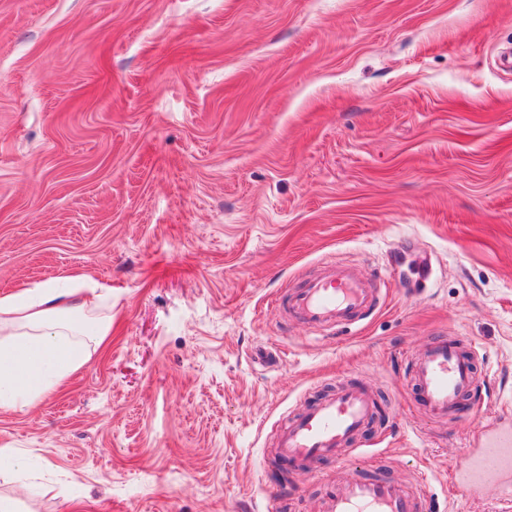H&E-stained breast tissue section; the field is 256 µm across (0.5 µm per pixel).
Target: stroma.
Here are the masks:
<instances>
[{
  "label": "stroma",
  "mask_w": 512,
  "mask_h": 512,
  "mask_svg": "<svg viewBox=\"0 0 512 512\" xmlns=\"http://www.w3.org/2000/svg\"><path fill=\"white\" fill-rule=\"evenodd\" d=\"M512 0H0V293L111 290L112 335L61 389L0 410L20 512H317L336 461L272 434L338 380L380 412L360 476L424 477L431 512L512 416ZM372 278L365 323L275 301L317 265ZM469 337L483 405H416L404 360ZM279 353L271 369L254 353Z\"/></svg>",
  "instance_id": "35a3bbf8"
}]
</instances>
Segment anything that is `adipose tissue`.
I'll return each instance as SVG.
<instances>
[{
	"label": "adipose tissue",
	"mask_w": 512,
	"mask_h": 512,
	"mask_svg": "<svg viewBox=\"0 0 512 512\" xmlns=\"http://www.w3.org/2000/svg\"><path fill=\"white\" fill-rule=\"evenodd\" d=\"M99 296L76 278L0 296V409L23 410L61 387L112 333Z\"/></svg>",
	"instance_id": "obj_1"
}]
</instances>
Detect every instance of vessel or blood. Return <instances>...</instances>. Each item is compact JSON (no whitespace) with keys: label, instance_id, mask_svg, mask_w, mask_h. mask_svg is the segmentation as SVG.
Segmentation results:
<instances>
[{"label":"vessel or blood","instance_id":"obj_1","mask_svg":"<svg viewBox=\"0 0 512 512\" xmlns=\"http://www.w3.org/2000/svg\"><path fill=\"white\" fill-rule=\"evenodd\" d=\"M379 292L372 280L355 268L324 264L289 291V316L317 331L356 324L376 309ZM475 344L455 334L429 341L408 360L410 380L419 405L433 419L447 420L465 396L477 393ZM379 410L373 391L365 385L340 383L318 400L290 416L275 435V459L303 470L332 459L351 468L363 458L359 440ZM453 479L475 495L495 487L503 501L512 500V423H493ZM425 482L404 484L388 479L348 478L336 482L320 504V512H430Z\"/></svg>","mask_w":512,"mask_h":512}]
</instances>
